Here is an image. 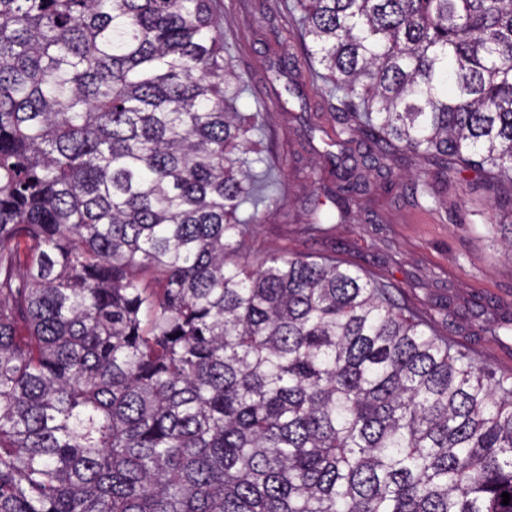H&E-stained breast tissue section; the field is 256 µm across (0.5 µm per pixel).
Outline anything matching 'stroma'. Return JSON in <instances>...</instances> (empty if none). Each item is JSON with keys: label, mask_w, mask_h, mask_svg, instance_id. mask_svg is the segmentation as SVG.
<instances>
[{"label": "stroma", "mask_w": 512, "mask_h": 512, "mask_svg": "<svg viewBox=\"0 0 512 512\" xmlns=\"http://www.w3.org/2000/svg\"><path fill=\"white\" fill-rule=\"evenodd\" d=\"M292 0H215L224 56L246 91L241 112L257 114L263 157L278 173L272 202L250 241L252 252L318 257L330 252L397 284L408 303L476 354L489 368L512 371V337L490 330L512 318V261L499 251L512 222V195L489 191L474 173L437 174L441 205H413L401 181L416 168L411 155L386 156L384 177L360 200L361 223L315 224V196L335 189L336 172L322 152L348 113L324 90L306 58ZM495 211H487L488 202Z\"/></svg>", "instance_id": "obj_1"}]
</instances>
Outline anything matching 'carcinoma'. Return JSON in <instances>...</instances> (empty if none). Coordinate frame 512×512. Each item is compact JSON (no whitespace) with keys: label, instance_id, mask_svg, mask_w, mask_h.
Masks as SVG:
<instances>
[{"label":"carcinoma","instance_id":"1","mask_svg":"<svg viewBox=\"0 0 512 512\" xmlns=\"http://www.w3.org/2000/svg\"><path fill=\"white\" fill-rule=\"evenodd\" d=\"M213 2L0 0V512H512V373L334 254L246 260ZM293 10L330 146L512 189V0Z\"/></svg>","mask_w":512,"mask_h":512}]
</instances>
